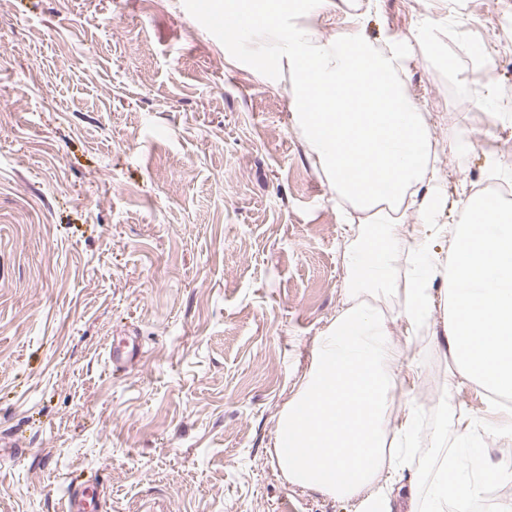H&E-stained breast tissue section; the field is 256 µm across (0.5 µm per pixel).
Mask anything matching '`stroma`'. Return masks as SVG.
Returning a JSON list of instances; mask_svg holds the SVG:
<instances>
[{"label":"stroma","instance_id":"obj_1","mask_svg":"<svg viewBox=\"0 0 512 512\" xmlns=\"http://www.w3.org/2000/svg\"><path fill=\"white\" fill-rule=\"evenodd\" d=\"M194 0H0V512H64L101 483L105 512H350L292 487L278 420L343 299L345 213L294 124L287 73L224 51ZM403 42L409 94L434 117L444 202L512 184V0H343ZM493 59L477 86L470 48ZM459 127L456 145L449 127ZM434 313L394 338L423 373L426 431L453 364ZM141 354L113 370L110 347ZM477 430L511 405L474 383Z\"/></svg>","mask_w":512,"mask_h":512}]
</instances>
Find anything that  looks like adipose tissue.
Wrapping results in <instances>:
<instances>
[{"mask_svg":"<svg viewBox=\"0 0 512 512\" xmlns=\"http://www.w3.org/2000/svg\"><path fill=\"white\" fill-rule=\"evenodd\" d=\"M331 0H225L234 30L270 40V72L292 79L293 117L337 200L359 230L342 252L349 286L322 332L298 390L282 412L274 444L293 487L352 502L355 512H393L392 492L415 450L433 472L428 495L410 486L408 512H472L486 479L512 489V408L496 431L502 459L486 465L480 449L444 452L443 435L419 434L412 396L421 375L395 343L402 320L416 333L435 310V276L448 281L443 332L454 369L446 391L472 382L512 395V209L461 187L462 211L438 221L441 185L431 115L406 92L409 59L397 41L381 46L352 28L322 41L300 25ZM416 210L408 220L407 210ZM448 241L433 262L435 242ZM412 275L398 279L400 264ZM407 378H400V369Z\"/></svg>","mask_w":512,"mask_h":512,"instance_id":"ef3b65f1","label":"adipose tissue"}]
</instances>
